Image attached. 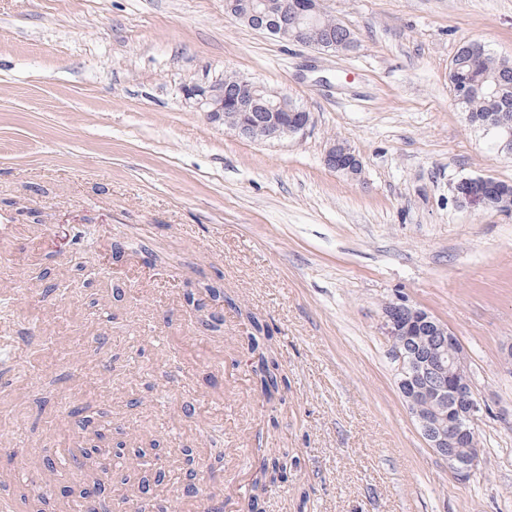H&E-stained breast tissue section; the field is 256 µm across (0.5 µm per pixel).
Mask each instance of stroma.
I'll use <instances>...</instances> for the list:
<instances>
[{
	"mask_svg": "<svg viewBox=\"0 0 512 512\" xmlns=\"http://www.w3.org/2000/svg\"><path fill=\"white\" fill-rule=\"evenodd\" d=\"M321 4L355 50L282 41L224 0H0V222L13 227L0 245V395L13 399L0 437L14 446L0 496L17 497L34 452L56 458L79 404L106 436L160 442L169 501L192 472L248 512L258 451L274 445L298 464L264 512H512V210L456 193L477 177L512 184V145L473 125L448 81L467 39L512 60V0ZM228 74L287 95L307 129L250 140L185 99ZM336 141L360 157L357 176L325 165ZM113 239L130 244L122 259ZM72 249L80 259L61 268ZM140 277L155 288L138 293ZM200 282L272 328L289 379L277 423L249 380L243 320L227 308L221 333L206 332L185 302ZM52 283L47 309L32 290ZM401 301L464 350L482 404L467 480L427 447L397 388L380 322ZM41 478L74 505L86 482L107 502L114 491L96 462Z\"/></svg>",
	"mask_w": 512,
	"mask_h": 512,
	"instance_id": "obj_1",
	"label": "stroma"
}]
</instances>
